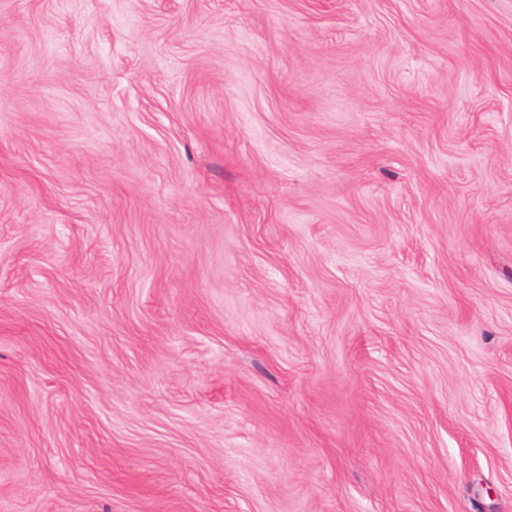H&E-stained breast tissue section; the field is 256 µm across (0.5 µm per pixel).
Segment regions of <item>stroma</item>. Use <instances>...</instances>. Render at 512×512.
Masks as SVG:
<instances>
[{"mask_svg": "<svg viewBox=\"0 0 512 512\" xmlns=\"http://www.w3.org/2000/svg\"><path fill=\"white\" fill-rule=\"evenodd\" d=\"M0 512H512V0H0Z\"/></svg>", "mask_w": 512, "mask_h": 512, "instance_id": "35a3bbf8", "label": "stroma"}]
</instances>
